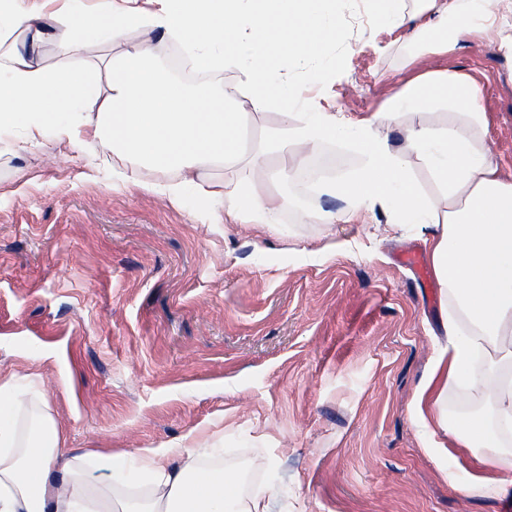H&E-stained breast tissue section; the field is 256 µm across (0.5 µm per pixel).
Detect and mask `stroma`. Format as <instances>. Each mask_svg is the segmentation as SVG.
<instances>
[{
	"mask_svg": "<svg viewBox=\"0 0 512 512\" xmlns=\"http://www.w3.org/2000/svg\"><path fill=\"white\" fill-rule=\"evenodd\" d=\"M345 18L335 69L306 99L359 118L419 73L457 70L483 88L486 148L512 160V61L495 37L434 55L368 0H347ZM142 37L66 56L51 36L39 57L63 74ZM281 193L279 224H224L223 200L194 210L113 180L91 142L0 130V373L70 452L132 459L187 437L202 468L256 474L267 512H512V487L457 484L479 456L512 478L497 449L431 447L412 420L453 308L401 262L427 256L418 230L378 211L309 224L344 202L296 180Z\"/></svg>",
	"mask_w": 512,
	"mask_h": 512,
	"instance_id": "35a3bbf8",
	"label": "stroma"
}]
</instances>
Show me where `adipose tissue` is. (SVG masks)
Segmentation results:
<instances>
[{
	"label": "adipose tissue",
	"mask_w": 512,
	"mask_h": 512,
	"mask_svg": "<svg viewBox=\"0 0 512 512\" xmlns=\"http://www.w3.org/2000/svg\"><path fill=\"white\" fill-rule=\"evenodd\" d=\"M157 2L155 10L130 7L85 24L108 44L129 29L161 31L178 40L199 69L233 66L238 81L232 88H188L165 71L146 39L127 46L122 65L105 58L94 68L54 73L37 52L47 15L21 11L19 0H0V46L11 37L23 42L5 53L0 128L22 114L32 138L48 127L60 137H93L119 160L113 179L143 184L177 204L223 198L225 219L242 224L276 223L285 200L261 193V185L275 182L263 167L250 179L223 178L224 171L250 162L241 144V97L256 110L281 108L285 122L267 131L265 150L289 156L296 168H304L322 143L348 144L360 153V166L326 186L347 207L341 216L323 215L322 223L339 218L350 224L378 208L388 224L419 228L439 284L455 299L445 323L448 347L435 369L489 402L480 418L450 421L439 411L445 388L431 381L420 392L414 423H436L454 444L497 448L502 459L512 458L502 442L512 433V166L485 146L489 118L479 105L481 87L464 73L427 71L389 98L383 111L351 119L307 107L300 86L288 81L293 64L306 66V80L323 79L322 52L341 33L345 0ZM423 2L432 28L451 31L448 40L430 43L432 53H448L492 31L512 60V21L499 20L491 0ZM438 102L451 108L447 123L409 120V110ZM387 117L399 127L402 147L380 131ZM413 162L432 175L438 200L420 189ZM146 170L166 177L141 183ZM479 350L485 362L477 370L472 357ZM26 407L15 376L0 379V512H266L260 498L244 503L234 497L223 471L201 470L180 444L143 449L139 472L150 493L119 498L111 480L94 484L78 469L53 417L40 415L26 437H18Z\"/></svg>",
	"instance_id": "obj_1"
}]
</instances>
